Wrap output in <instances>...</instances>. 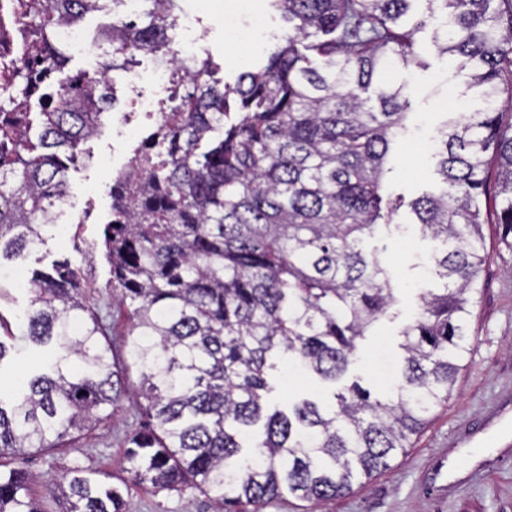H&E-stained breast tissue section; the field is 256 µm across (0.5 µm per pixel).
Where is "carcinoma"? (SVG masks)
<instances>
[{
    "instance_id": "1",
    "label": "carcinoma",
    "mask_w": 512,
    "mask_h": 512,
    "mask_svg": "<svg viewBox=\"0 0 512 512\" xmlns=\"http://www.w3.org/2000/svg\"><path fill=\"white\" fill-rule=\"evenodd\" d=\"M101 0H30L25 35L41 45ZM138 21L117 16L111 51L73 98L70 79L30 100L40 82L0 74V259L41 239L67 193L66 171L115 107L108 73L168 47L178 0H147ZM286 28L263 66L230 87L208 57L176 66L179 103L129 161L136 179L111 189L106 288L126 309L128 358L85 304L82 268L36 273L18 339L48 352L44 369L0 394V512H42L35 477L4 468L29 448L49 452L110 419L130 369L148 424L125 441L127 478L68 471L67 512H126L132 483L185 485L220 512H263L288 492L319 505L390 468L448 402L469 354L467 323L485 263L482 199L512 249V0H270ZM435 22L442 56L466 73L471 112H450L435 149L438 188L390 190L391 153L411 109L388 70L423 66L415 34ZM412 214L440 243L428 259L439 287L419 296L400 331L402 364L388 393L345 375L362 340L396 302L389 269L364 241ZM291 361L329 387L281 406L269 372Z\"/></svg>"
}]
</instances>
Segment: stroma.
<instances>
[{
  "instance_id": "obj_1",
  "label": "stroma",
  "mask_w": 512,
  "mask_h": 512,
  "mask_svg": "<svg viewBox=\"0 0 512 512\" xmlns=\"http://www.w3.org/2000/svg\"><path fill=\"white\" fill-rule=\"evenodd\" d=\"M181 10L200 18L206 31L204 52L219 64L218 76L229 84L254 70L283 33L267 0H181ZM432 33L429 27L416 33L422 64L405 74L412 92V116L403 145L395 150L393 189L409 198L431 189L436 160L427 144L440 136L446 112L464 105L466 76L450 58L439 55ZM137 144L134 137L113 142L112 126L104 124L86 143L85 159L66 173L64 223L46 225L38 244L19 258L0 261V323L5 328L15 329L17 313L30 304L27 282L32 271L50 269L64 259L83 268L91 301L98 308L111 309L105 288L111 263L104 246V229L112 218L109 189ZM483 232L487 262L480 299L468 324L470 352L451 398L432 412L427 426L412 437L410 448L393 460L390 470L328 502L326 512H512V466L500 467L496 449L483 448L478 456L488 464L473 472L470 450L462 445L496 403L512 400V250L502 244L499 225H484ZM365 247L380 250L397 287L396 303L362 341L347 372L348 378L361 379L363 386L375 391L388 386L401 362L399 331L414 318L418 294L435 283L425 264L433 243L412 224L402 234L379 232L366 240ZM145 422L127 397L111 420L63 448L15 458L10 465L36 476L32 491L43 512H66L68 469L86 466L121 475L124 440ZM444 461L454 465L457 483L440 493L429 483ZM127 501L131 512H218L212 496L192 488L156 494L134 488Z\"/></svg>"
}]
</instances>
